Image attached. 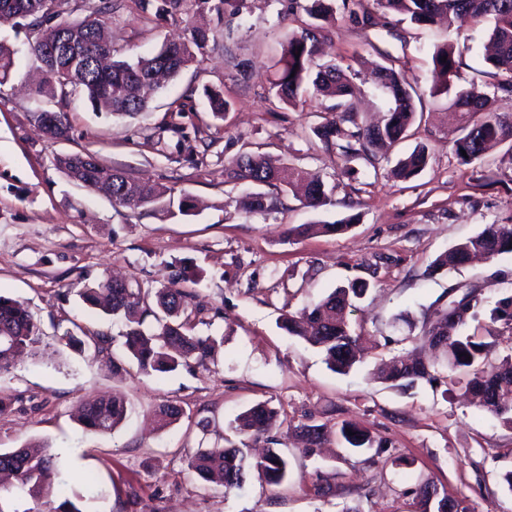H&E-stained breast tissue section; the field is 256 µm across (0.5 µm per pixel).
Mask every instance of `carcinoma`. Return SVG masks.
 <instances>
[{"mask_svg":"<svg viewBox=\"0 0 512 512\" xmlns=\"http://www.w3.org/2000/svg\"><path fill=\"white\" fill-rule=\"evenodd\" d=\"M155 14H175L185 0H140L142 10H149L152 2ZM43 0H0V22L13 16L38 14ZM382 11L399 14L420 26H432L438 19L447 21L448 28H460L466 23L490 24L492 52L485 62L497 71L512 73V0H372ZM291 9L301 10L308 20L297 31L285 34L280 43V53L273 63V73L268 79L269 92L277 102L295 105L302 98L322 97L333 101L330 107L333 117L314 129L325 148L336 152L344 164L363 160L375 165L374 150L388 149L400 143L408 128L416 119V106L411 93L412 86L402 70L396 68V59L387 55L386 65L375 67L369 75L371 82L389 99L391 106L381 125L364 127L359 122L355 105V84L351 75L329 64L313 70L314 58L320 46L328 38L325 22L333 15L332 0H291ZM101 10L93 9L81 21L59 18L55 24L39 30L38 36L29 43V53L40 62L46 77L35 88V94L50 98H66L73 93L82 94L95 112H105L117 119L132 118L148 108L147 89H159L163 83L176 78L183 70L197 61L210 40V32L194 27L182 42H165L150 55L134 60L112 59V68L104 70L99 58L115 54L112 44L99 36ZM76 37L82 43L85 63L78 66L71 57L60 54L48 58L44 47L65 37ZM13 48L0 42V85L6 82L15 68ZM446 61H441L442 57ZM432 93H453L450 106L462 117L461 136L456 140V153L466 151L460 157L465 164L481 160L492 143L512 145V113L485 111L487 93L477 86L457 87L459 62L450 44L435 46L432 54ZM61 71L73 73V80L62 84L56 77ZM204 95L210 112L216 118H224L231 103L224 91L205 88ZM352 127L344 133L343 126ZM52 139L68 132L64 115L56 112L46 125ZM429 160L425 147L417 146L401 158L392 174L396 178L409 179L422 171ZM57 166L70 178L79 179L86 186L100 188L101 175L112 174V202L124 207H149L162 205L168 209L177 207L182 215L193 210L189 196L179 199L167 196V190L148 187L134 182L124 172L105 168L94 155L76 153L56 159ZM227 182L248 183L257 188L251 193L250 207L264 211L279 201V197L259 191V187L279 188L283 185L305 206L318 209L331 198L324 183L302 170H279L270 166L259 153L244 152L224 163ZM355 217L350 216L332 224H300L288 229V235L306 237L315 234H339L347 231ZM512 252V225L489 224L478 234L471 236L448 251L440 254L432 263L433 270L454 267L467 262L473 256L494 259ZM367 292V284L355 280L346 287L331 291L310 308L290 314L283 320V328L313 348L322 351L327 365L333 371L346 374L356 364L357 337L352 334L350 315L356 302ZM82 302L123 323L122 346L124 356L112 358V372L125 370L128 361L136 364L145 374L169 373L195 361L203 363L212 353L217 339L193 332L191 325L194 310L192 295L175 283L164 285L154 294V302L148 303V294L140 288L112 284L104 278L93 286L80 291ZM484 307V300L469 291L457 302L430 322L418 336H409L412 343L429 345L442 353L441 367L448 375V385L456 384L455 375L467 377L465 394L470 403L498 416L508 415L512 424V355L501 363L493 361L495 342L493 329L478 336L467 331L469 320ZM490 324L500 323L512 330V295L503 297L487 310ZM151 323H146L147 318ZM41 330L34 317L20 302L0 296V375L10 372L18 356L25 350L33 351L41 342ZM64 347L74 350L84 348L85 341L65 328L56 336ZM471 360H466V357ZM434 364L403 355L389 362L376 364L375 379L403 391L420 381L434 382ZM128 406L119 394L86 403L79 417L80 425L87 434L106 436L112 434L126 419ZM184 415L182 407L163 404L155 410L159 428L165 429ZM235 430L242 439L237 444L200 448L187 458V470L204 481H216L229 494L243 487L247 476L255 472L269 485H279L288 479L290 463L283 449L288 434L282 428L293 429L305 438V452L313 455L325 441L322 424L302 423L284 426L276 409L266 403H257L235 418ZM340 439L352 448H383L370 434L358 426L344 422L339 428ZM14 479L7 487L0 483V494L15 491L27 495L34 506L23 512H83L78 503L84 496L70 491L62 479L60 456L48 448L23 445L19 448L0 450V474ZM420 512H467L461 502L439 495L437 488L428 483L417 490Z\"/></svg>","mask_w":512,"mask_h":512,"instance_id":"1","label":"carcinoma"}]
</instances>
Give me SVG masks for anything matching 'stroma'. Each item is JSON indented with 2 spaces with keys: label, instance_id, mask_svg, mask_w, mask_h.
Returning <instances> with one entry per match:
<instances>
[{
  "label": "stroma",
  "instance_id": "stroma-1",
  "mask_svg": "<svg viewBox=\"0 0 512 512\" xmlns=\"http://www.w3.org/2000/svg\"><path fill=\"white\" fill-rule=\"evenodd\" d=\"M372 6L349 0L337 9L321 60L355 70L356 103L369 123L383 118L388 101L367 68L390 54L420 96L422 116L378 167L357 161L350 175L312 132L329 119L328 100L274 106L266 98L279 43L302 19L288 0H241L238 13L221 18L205 0H185L166 17L142 11L138 0H112L105 22L124 57L151 55L191 25L217 30L197 62L158 90L146 112L126 120L92 111L79 96H35L36 63L25 53L33 33L0 23V40L19 51L0 86V295L23 303L43 333L36 358H21L0 375V397L12 401L0 416V448L34 442L62 451L70 484L90 475L103 492L85 503L86 512H418L415 490L427 481L469 512H512L502 482L512 470V424L447 391L444 381L400 391L371 375L374 345L385 357L399 354L406 337L419 335L455 297L471 289L489 302L512 294V253L428 272L437 255L485 225L512 224V151L494 147L478 165L456 155L458 120L446 95L430 94L435 45L454 44L457 85L489 90L491 111L512 112V99L490 91L485 25L426 28L375 11L367 27L360 14ZM208 86L223 89L232 104L223 118L209 110ZM40 107L64 113L66 138L48 139L37 128L32 113ZM419 144L428 149L427 166L395 179L399 156ZM244 150L319 177L330 204L314 210L285 194L277 208L247 209L248 188L224 181L225 161ZM73 153L189 194L196 207L181 215L114 205L58 168L57 157ZM349 216L356 222L341 234H286L292 225ZM113 273L149 291L173 281L191 291L196 331L221 339L207 361L116 376L107 356L60 346L57 328L72 322L119 337L121 323L77 296ZM354 280L368 285L350 317L368 351L339 374L321 352L289 336L281 319ZM114 392L131 408L127 419L107 436L84 433L79 406ZM259 402L296 423L350 421L385 451L351 452L331 440L310 456L292 439L288 482L270 486L252 476L229 494L188 473L184 459L197 449L239 442L234 419ZM164 403L185 415L159 431L153 415Z\"/></svg>",
  "mask_w": 512,
  "mask_h": 512
}]
</instances>
